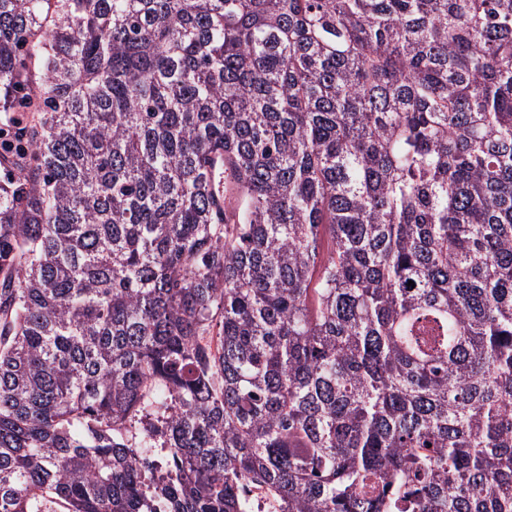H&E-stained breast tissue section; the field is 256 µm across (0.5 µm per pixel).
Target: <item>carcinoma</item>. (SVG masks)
<instances>
[{
	"label": "carcinoma",
	"instance_id": "cac0c4a2",
	"mask_svg": "<svg viewBox=\"0 0 512 512\" xmlns=\"http://www.w3.org/2000/svg\"><path fill=\"white\" fill-rule=\"evenodd\" d=\"M0 112V512H512V0H0Z\"/></svg>",
	"mask_w": 512,
	"mask_h": 512
}]
</instances>
